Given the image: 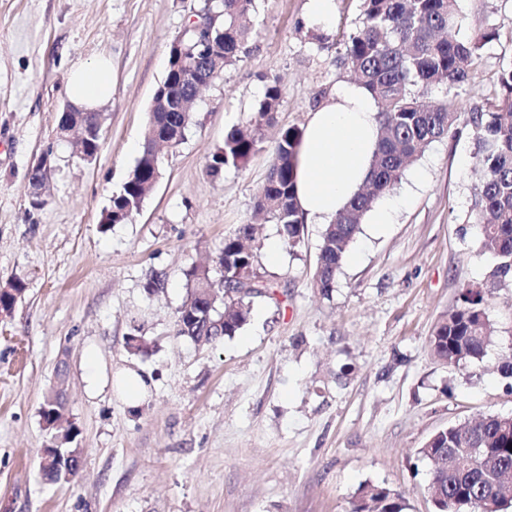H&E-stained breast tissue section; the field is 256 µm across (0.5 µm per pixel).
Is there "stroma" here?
I'll use <instances>...</instances> for the list:
<instances>
[{
    "label": "stroma",
    "instance_id": "35a3bbf8",
    "mask_svg": "<svg viewBox=\"0 0 512 512\" xmlns=\"http://www.w3.org/2000/svg\"><path fill=\"white\" fill-rule=\"evenodd\" d=\"M328 29L301 24L307 0H256L248 52L201 92L184 141L130 220L101 228L131 171L169 45L204 0H0V512H350L360 486L384 484L406 512H433L418 455L437 430L485 413L512 415V283L494 282L493 253L471 215L479 172L470 116L499 93L512 65V0H461L455 38L496 31L458 98L455 132L433 142L386 196L384 228L363 217L334 287L313 273L325 230L268 261L271 219L255 216L280 130L305 127L339 83L344 42L361 0H335ZM112 62L96 160L59 141L67 78L79 61ZM284 93L246 168L208 175L224 134L247 125L266 88ZM49 155L45 203L28 173ZM258 222L257 271L273 297L255 298L236 336L197 345L177 336L185 272L215 265L225 237ZM163 280L150 291L153 275ZM481 290L496 335L482 362L449 365L430 347L436 324ZM131 335L150 350L134 354ZM96 350L103 376L150 378L130 406L119 389L85 390L81 361ZM59 396L60 426L41 409ZM75 427L64 439L66 427ZM77 448V476L40 471L46 448Z\"/></svg>",
    "mask_w": 512,
    "mask_h": 512
}]
</instances>
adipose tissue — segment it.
Wrapping results in <instances>:
<instances>
[{
	"label": "adipose tissue",
	"mask_w": 512,
	"mask_h": 512,
	"mask_svg": "<svg viewBox=\"0 0 512 512\" xmlns=\"http://www.w3.org/2000/svg\"><path fill=\"white\" fill-rule=\"evenodd\" d=\"M67 94L94 111L112 96L107 59L74 64ZM379 133L376 100L362 84L344 82L311 113L297 155L295 195L308 224L330 223L366 181Z\"/></svg>",
	"instance_id": "ef3b65f1"
}]
</instances>
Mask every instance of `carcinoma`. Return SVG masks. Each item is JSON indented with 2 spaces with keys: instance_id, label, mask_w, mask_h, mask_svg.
Here are the masks:
<instances>
[{
  "instance_id": "1",
  "label": "carcinoma",
  "mask_w": 512,
  "mask_h": 512,
  "mask_svg": "<svg viewBox=\"0 0 512 512\" xmlns=\"http://www.w3.org/2000/svg\"><path fill=\"white\" fill-rule=\"evenodd\" d=\"M460 0H362L361 21L349 36L342 64L367 87L379 105V140L366 188L329 224L322 237L314 285L323 294L334 288L344 256L359 232V224L375 201L393 190L406 167L433 142L453 133V112L459 90L472 78L484 46L496 32L483 31L467 40L450 35ZM201 11L214 19L212 41L219 46L218 64H199L204 77L215 81L240 61L252 36L247 22L255 0H206ZM201 56V47L186 26L172 41L168 70L156 93L181 100L180 112H169L160 99L149 111L143 131V150L121 188L112 194V205L103 213V224H118L140 210L153 190L156 140L179 146L194 121L190 100L193 86L185 77L184 63ZM500 93L486 110L472 113L474 156L484 171L476 189L472 213L484 247L498 258L493 276L512 279V65L498 76ZM445 90L437 100L436 88ZM283 96L277 80L267 86L250 127H233L224 134L222 147L211 156L208 172L218 176L227 167L242 169L261 149L263 127L274 120ZM303 131L282 130L272 154L269 175L257 195L256 210L281 226L284 239L296 245L302 221L295 196L297 153ZM254 237V225L242 224L237 234L224 239L221 252L224 275L216 280L210 268L193 266L186 272L187 296L178 310L177 335L196 344H216L231 338L246 323L253 299L269 295V287L257 279L256 255L245 246ZM219 311L211 320L203 317L208 298ZM494 343L484 296L471 289L463 293V306L448 313L430 338L434 355L448 364L476 363ZM431 464L429 476L435 512H508L512 507V416L483 414L463 424L434 433L419 449ZM402 495L385 484L359 488L351 512H406Z\"/></svg>"
}]
</instances>
